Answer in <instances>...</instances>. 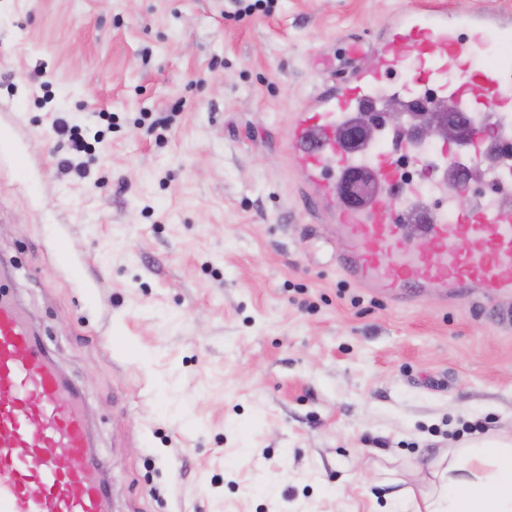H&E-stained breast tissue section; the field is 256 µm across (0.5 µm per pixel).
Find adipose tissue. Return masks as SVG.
<instances>
[{"label":"adipose tissue","mask_w":512,"mask_h":512,"mask_svg":"<svg viewBox=\"0 0 512 512\" xmlns=\"http://www.w3.org/2000/svg\"><path fill=\"white\" fill-rule=\"evenodd\" d=\"M397 512H512V436L443 451Z\"/></svg>","instance_id":"adipose-tissue-1"}]
</instances>
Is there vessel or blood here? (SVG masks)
<instances>
[{
  "label": "vessel or blood",
  "instance_id": "vessel-or-blood-1",
  "mask_svg": "<svg viewBox=\"0 0 512 512\" xmlns=\"http://www.w3.org/2000/svg\"><path fill=\"white\" fill-rule=\"evenodd\" d=\"M478 29L499 52L472 74L498 108L493 137L482 136L487 115L465 86L448 82L449 61L472 52L462 29ZM512 19L484 11L449 24L442 6L402 9L374 42L365 69L324 87L288 129L293 161L307 186L333 199L330 233L360 241L357 250L336 256V267L362 285L400 301H415L429 288L460 295L468 285L482 290L481 301L495 324L512 327ZM427 59V70L412 75L403 89L387 82L391 69L410 53ZM430 99L468 116L472 146L464 156H424L414 142L399 140L391 127L349 146L345 127L364 110L383 112L401 93ZM432 170L434 181L405 179L401 160ZM466 164L481 174L485 194L468 212H458V183L451 168ZM365 172L375 184L370 197L348 199L350 176ZM403 204L392 212L391 201ZM427 221L411 227L428 240L419 251L403 238L401 223L412 212ZM88 426L75 394L60 380L13 300L0 296V512H109L103 482L91 467Z\"/></svg>",
  "mask_w": 512,
  "mask_h": 512
}]
</instances>
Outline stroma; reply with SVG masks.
I'll return each instance as SVG.
<instances>
[{
  "label": "stroma",
  "mask_w": 512,
  "mask_h": 512,
  "mask_svg": "<svg viewBox=\"0 0 512 512\" xmlns=\"http://www.w3.org/2000/svg\"><path fill=\"white\" fill-rule=\"evenodd\" d=\"M429 2L0 0V281L112 512H376L472 425L512 434V330L473 288L343 277L289 155L294 113L370 62L353 46ZM60 117L96 140L86 175Z\"/></svg>",
  "instance_id": "obj_1"
}]
</instances>
